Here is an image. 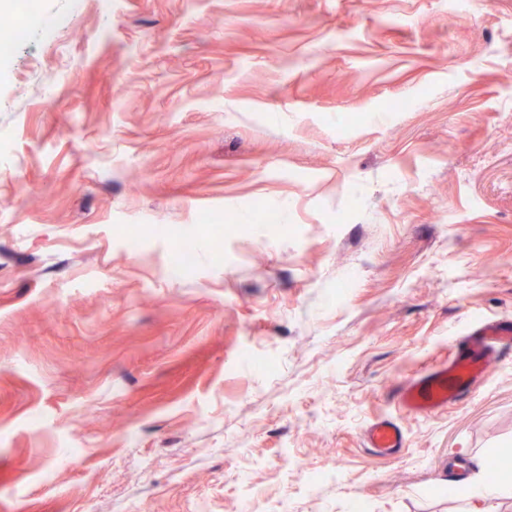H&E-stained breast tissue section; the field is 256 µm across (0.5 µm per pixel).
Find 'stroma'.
Listing matches in <instances>:
<instances>
[{
    "mask_svg": "<svg viewBox=\"0 0 512 512\" xmlns=\"http://www.w3.org/2000/svg\"><path fill=\"white\" fill-rule=\"evenodd\" d=\"M38 2L0 56V512H469L512 350L432 416L397 387L512 319V0ZM366 441L369 448H374L387 455L398 453L405 446L402 428L389 419H379L373 422L367 428Z\"/></svg>",
    "mask_w": 512,
    "mask_h": 512,
    "instance_id": "1",
    "label": "stroma"
}]
</instances>
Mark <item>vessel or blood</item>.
Returning <instances> with one entry per match:
<instances>
[{
  "label": "vessel or blood",
  "mask_w": 512,
  "mask_h": 512,
  "mask_svg": "<svg viewBox=\"0 0 512 512\" xmlns=\"http://www.w3.org/2000/svg\"><path fill=\"white\" fill-rule=\"evenodd\" d=\"M468 347L433 371L409 378L400 388L402 406L415 414L430 416L445 410L470 393L488 374L497 355L512 348V326L489 324L475 331ZM368 447L392 455L405 446L402 428L389 419L373 422L366 431Z\"/></svg>",
  "instance_id": "b4317fda"
}]
</instances>
